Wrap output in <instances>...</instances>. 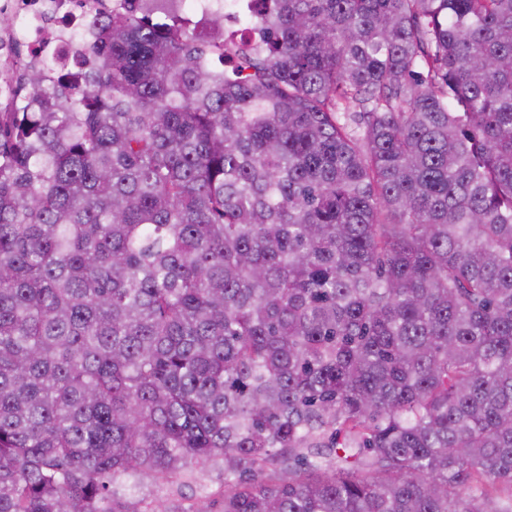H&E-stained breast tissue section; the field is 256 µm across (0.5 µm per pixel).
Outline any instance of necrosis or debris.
<instances>
[{
  "label": "necrosis or debris",
  "instance_id": "4bbe7bcc",
  "mask_svg": "<svg viewBox=\"0 0 512 512\" xmlns=\"http://www.w3.org/2000/svg\"><path fill=\"white\" fill-rule=\"evenodd\" d=\"M120 0H0V107L18 101L19 79L30 64L67 53L89 58L86 31L93 17L110 14Z\"/></svg>",
  "mask_w": 512,
  "mask_h": 512
}]
</instances>
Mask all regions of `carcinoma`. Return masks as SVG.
<instances>
[{
    "mask_svg": "<svg viewBox=\"0 0 512 512\" xmlns=\"http://www.w3.org/2000/svg\"><path fill=\"white\" fill-rule=\"evenodd\" d=\"M125 2L0 113V512H512V0ZM214 1H219L224 9V16L228 23H234L236 26L244 23L249 25L247 36H252L249 42L254 41L257 36H260V29L255 23V20L250 17L242 7L243 1L238 0H191L194 8L193 13L198 18L197 20H205L209 15V6ZM189 487H182L178 490L177 485H158L151 481L143 480L137 485L133 491L134 500H143L146 504L161 498L166 500L171 507H180L188 501L182 498L181 492L188 495L192 492L197 495H209L211 499L217 497V493L224 484V472L218 467L207 466L205 468H197L194 470L193 476L187 479Z\"/></svg>",
    "mask_w": 512,
    "mask_h": 512,
    "instance_id": "obj_1",
    "label": "carcinoma"
}]
</instances>
